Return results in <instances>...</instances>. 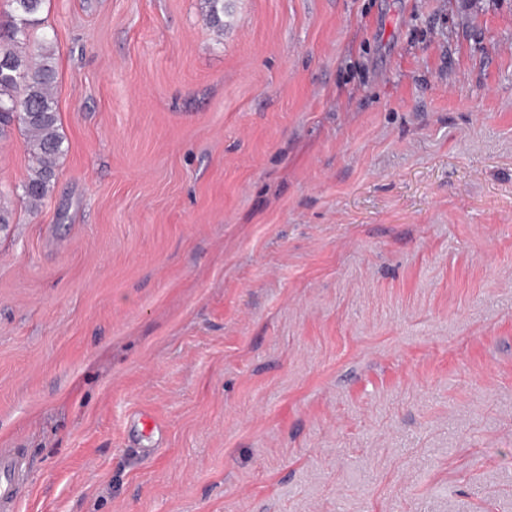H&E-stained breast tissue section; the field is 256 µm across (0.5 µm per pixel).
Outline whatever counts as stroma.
<instances>
[{"instance_id": "stroma-1", "label": "stroma", "mask_w": 512, "mask_h": 512, "mask_svg": "<svg viewBox=\"0 0 512 512\" xmlns=\"http://www.w3.org/2000/svg\"><path fill=\"white\" fill-rule=\"evenodd\" d=\"M207 11L43 4L38 212L0 142L19 512H512V0Z\"/></svg>"}]
</instances>
